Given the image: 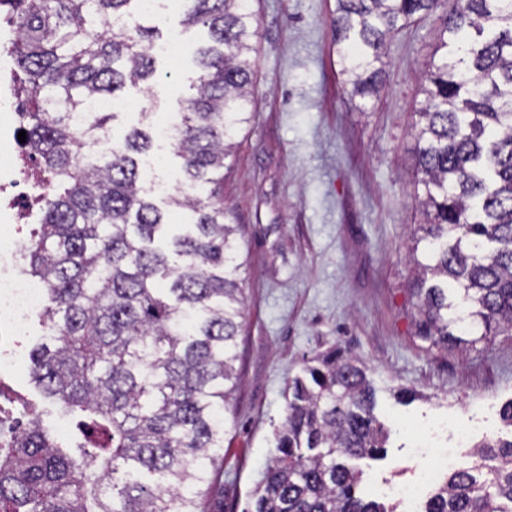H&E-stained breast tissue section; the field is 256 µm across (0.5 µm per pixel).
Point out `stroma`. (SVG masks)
Returning a JSON list of instances; mask_svg holds the SVG:
<instances>
[{
	"mask_svg": "<svg viewBox=\"0 0 512 512\" xmlns=\"http://www.w3.org/2000/svg\"><path fill=\"white\" fill-rule=\"evenodd\" d=\"M254 39L251 121L235 136L218 197L240 225L250 273L222 461L203 512H242L275 453L289 377L308 359L339 347L367 367L378 410L391 428L382 461L363 459L362 488L409 477L416 446L451 447L444 422H498L512 398V334L445 351L413 336L408 252L421 216L412 130L425 96L433 18L389 41L385 84L369 103L350 93L328 18L335 0H251ZM191 75L188 63L157 61L148 87H130L116 135L143 111L168 115ZM28 322L14 363L0 371V407L28 404L62 446L79 438L74 417L31 382L29 353L45 340Z\"/></svg>",
	"mask_w": 512,
	"mask_h": 512,
	"instance_id": "stroma-1",
	"label": "stroma"
}]
</instances>
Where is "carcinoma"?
Wrapping results in <instances>:
<instances>
[{"instance_id": "cac0c4a2", "label": "carcinoma", "mask_w": 512, "mask_h": 512, "mask_svg": "<svg viewBox=\"0 0 512 512\" xmlns=\"http://www.w3.org/2000/svg\"><path fill=\"white\" fill-rule=\"evenodd\" d=\"M29 87L26 142L49 190L25 261L45 280L49 341L33 380L77 418L79 465L36 420L0 417V512H200L220 461L244 316L237 224L220 171L252 112L256 19L250 0H180L182 24L207 28L181 94L171 147L186 188L166 207L141 195L149 132L114 139L120 97L154 76L155 28L140 0H0ZM436 17L413 129L424 223L414 231V337L448 350L512 331V0H336L329 18L342 74L366 102L383 84L391 35ZM115 140L112 153L93 146ZM191 216L167 222L166 208ZM363 363L333 349L288 383L275 456L246 512H393L359 490L353 459L386 455ZM479 473L454 471L422 512H512V439L474 446Z\"/></svg>"}]
</instances>
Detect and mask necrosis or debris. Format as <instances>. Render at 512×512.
Segmentation results:
<instances>
[{"label":"necrosis or debris","instance_id":"necrosis-or-debris-1","mask_svg":"<svg viewBox=\"0 0 512 512\" xmlns=\"http://www.w3.org/2000/svg\"><path fill=\"white\" fill-rule=\"evenodd\" d=\"M0 30L8 35L0 42V212L6 218L0 224V321L20 329L31 315L45 313L47 296L43 283L24 270L25 245L17 239L15 227L28 222L31 203L46 186L33 174L35 154L18 139L30 93L12 65L11 42L17 33L2 11ZM469 444V433H457L454 446L437 449L433 460L415 469L409 482L386 485L384 494L396 501L400 512H418L428 488L442 471L455 468L459 450Z\"/></svg>","mask_w":512,"mask_h":512}]
</instances>
